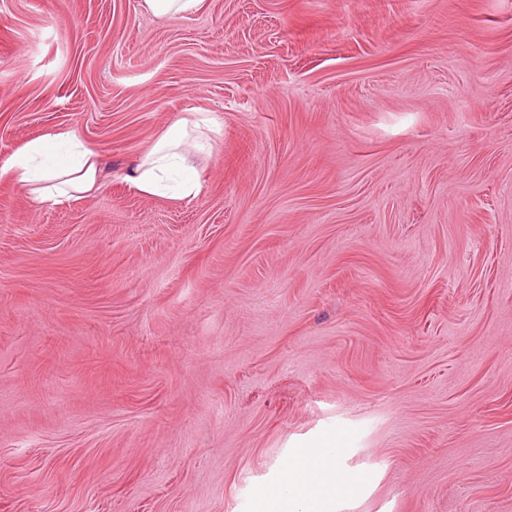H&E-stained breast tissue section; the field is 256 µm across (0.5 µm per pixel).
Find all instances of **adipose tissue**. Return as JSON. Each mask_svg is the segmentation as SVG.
I'll list each match as a JSON object with an SVG mask.
<instances>
[{
	"mask_svg": "<svg viewBox=\"0 0 512 512\" xmlns=\"http://www.w3.org/2000/svg\"><path fill=\"white\" fill-rule=\"evenodd\" d=\"M198 121L179 113L153 146L129 166L126 181L139 193L185 200L198 196L199 177L187 167V148L198 147ZM11 179L40 204H63L101 191L106 182L99 152L69 131H52L31 142L0 165V178ZM345 487L335 465V450L325 443L288 466L282 487L289 501L335 494Z\"/></svg>",
	"mask_w": 512,
	"mask_h": 512,
	"instance_id": "1",
	"label": "adipose tissue"
}]
</instances>
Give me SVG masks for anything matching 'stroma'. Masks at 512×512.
<instances>
[{
    "instance_id": "obj_1",
    "label": "stroma",
    "mask_w": 512,
    "mask_h": 512,
    "mask_svg": "<svg viewBox=\"0 0 512 512\" xmlns=\"http://www.w3.org/2000/svg\"><path fill=\"white\" fill-rule=\"evenodd\" d=\"M203 112L202 189L123 179ZM0 512H512V0H0ZM201 2L202 0H144L149 11L168 18L192 13ZM7 177L39 204H63L101 191L106 182L99 152L70 131L48 132L0 166ZM333 446V443L322 444L291 462L285 474L282 489L278 490V494L272 492L270 497L273 500L281 498L283 502L288 501V511L292 512L295 511L290 509L292 502L311 495H335L342 491L346 484L336 471ZM285 493L288 498L281 497Z\"/></svg>"
}]
</instances>
